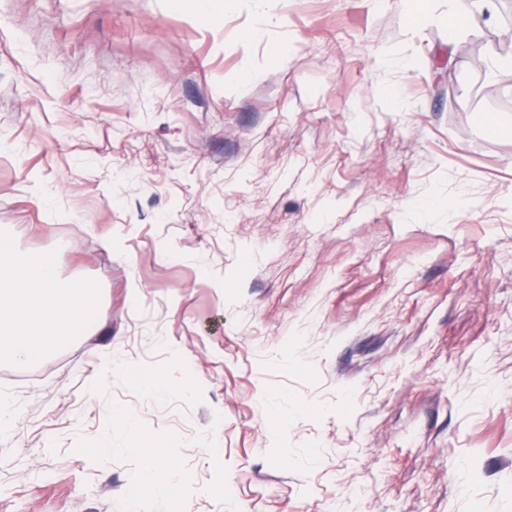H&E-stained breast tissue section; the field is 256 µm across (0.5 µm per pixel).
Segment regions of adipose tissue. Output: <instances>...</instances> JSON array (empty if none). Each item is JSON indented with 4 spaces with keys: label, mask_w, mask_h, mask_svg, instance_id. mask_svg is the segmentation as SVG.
Returning a JSON list of instances; mask_svg holds the SVG:
<instances>
[{
    "label": "adipose tissue",
    "mask_w": 512,
    "mask_h": 512,
    "mask_svg": "<svg viewBox=\"0 0 512 512\" xmlns=\"http://www.w3.org/2000/svg\"><path fill=\"white\" fill-rule=\"evenodd\" d=\"M95 292L76 283H62L56 258L49 251H31L0 265V358L33 364L44 358L98 308ZM144 483L160 494L177 496L185 489L160 474L162 448H132Z\"/></svg>",
    "instance_id": "1"
}]
</instances>
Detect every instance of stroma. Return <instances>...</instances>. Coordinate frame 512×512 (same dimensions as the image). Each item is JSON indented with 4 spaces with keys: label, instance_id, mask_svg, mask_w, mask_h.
<instances>
[{
    "label": "stroma",
    "instance_id": "obj_1",
    "mask_svg": "<svg viewBox=\"0 0 512 512\" xmlns=\"http://www.w3.org/2000/svg\"><path fill=\"white\" fill-rule=\"evenodd\" d=\"M407 10L0 0V255L100 300L0 360V512H512V84ZM131 454L138 461L144 484L160 494L172 497L182 494L185 485L178 479L160 477V468L163 457L166 455L164 448H130Z\"/></svg>",
    "mask_w": 512,
    "mask_h": 512
}]
</instances>
